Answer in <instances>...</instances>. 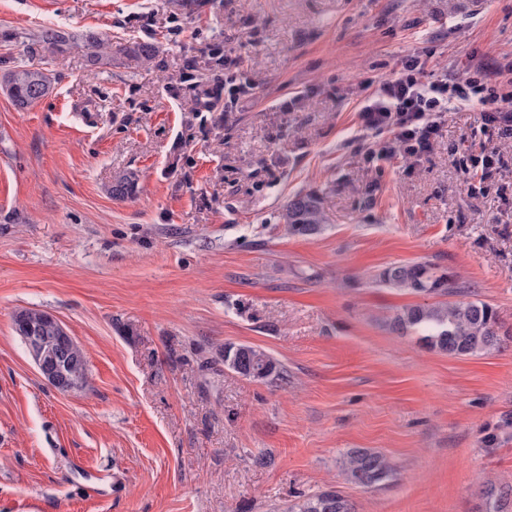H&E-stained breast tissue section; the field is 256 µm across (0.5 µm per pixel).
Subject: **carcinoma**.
<instances>
[{
  "mask_svg": "<svg viewBox=\"0 0 512 512\" xmlns=\"http://www.w3.org/2000/svg\"><path fill=\"white\" fill-rule=\"evenodd\" d=\"M41 41L49 50H59L69 41L68 35L57 29L42 32ZM142 66L150 65L156 57L157 46L150 41L137 42L122 49ZM5 87L14 105L24 109L34 97L45 98L51 90V79L39 68L17 65L4 76ZM137 178L132 172L112 182L110 194L116 200L134 197ZM288 233L310 236L321 229L325 218L316 194H298L288 201L281 214ZM380 284L398 291L423 297H452L465 293L464 286L446 271L428 262L396 264L385 268L376 278ZM394 331L418 334L429 348L450 357H467L500 347L502 325L496 310L482 301L446 302L441 306L418 304L405 307L391 318ZM17 336L32 330L48 338L53 349L55 367L72 374L82 373V389L89 386V369L85 353L77 348L69 351L56 342L57 320L48 311L23 308L13 316ZM224 367L244 377L258 380H282L284 371L264 352L248 345L224 347ZM342 470L348 482L373 488L387 481L392 468L380 453L363 448L347 452ZM482 512H512V486L488 483L482 490ZM288 512H356L355 504L335 487H329L293 503Z\"/></svg>",
  "mask_w": 512,
  "mask_h": 512,
  "instance_id": "cac0c4a2",
  "label": "carcinoma"
}]
</instances>
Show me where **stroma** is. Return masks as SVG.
<instances>
[{"label": "stroma", "mask_w": 512, "mask_h": 512, "mask_svg": "<svg viewBox=\"0 0 512 512\" xmlns=\"http://www.w3.org/2000/svg\"><path fill=\"white\" fill-rule=\"evenodd\" d=\"M49 27L71 36L54 53ZM89 31L156 60L93 62ZM426 46L428 71L495 76L512 0H0V76L24 61L53 79L23 110L0 83V512H286L329 486L358 512H479L483 485H512V340L428 349L386 324L418 297L375 281L434 263L512 330V138L466 105L419 161L378 159L390 133L358 120L361 81ZM231 75L251 94L230 101ZM483 151L502 164L474 192ZM130 171L136 196L113 199ZM307 192L327 222L288 235ZM25 307L83 348L84 393L39 377L13 330ZM228 344L287 382L226 370ZM353 448L392 479L347 483Z\"/></svg>", "instance_id": "1"}]
</instances>
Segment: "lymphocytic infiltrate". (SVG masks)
Wrapping results in <instances>:
<instances>
[{
  "mask_svg": "<svg viewBox=\"0 0 512 512\" xmlns=\"http://www.w3.org/2000/svg\"><path fill=\"white\" fill-rule=\"evenodd\" d=\"M507 80L490 82L466 77L426 76L421 57L406 59L400 75L380 84L359 109L363 128L390 131L387 155L414 160L427 153L440 125L456 105L480 106L484 124L512 135V63L505 65Z\"/></svg>",
  "mask_w": 512,
  "mask_h": 512,
  "instance_id": "f902f5d3",
  "label": "lymphocytic infiltrate"
}]
</instances>
